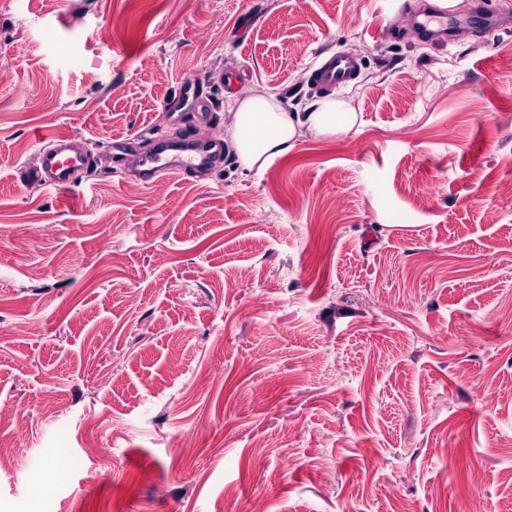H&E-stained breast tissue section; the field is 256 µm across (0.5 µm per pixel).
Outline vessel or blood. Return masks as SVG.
I'll use <instances>...</instances> for the list:
<instances>
[{
	"label": "vessel or blood",
	"instance_id": "obj_1",
	"mask_svg": "<svg viewBox=\"0 0 512 512\" xmlns=\"http://www.w3.org/2000/svg\"><path fill=\"white\" fill-rule=\"evenodd\" d=\"M452 13L447 7L435 6L423 15L411 16L410 30L420 40L444 38ZM357 69L356 62L345 55H333L312 74L319 85H335L350 80ZM75 140L68 135H58L43 140L40 148V164L27 170L26 178L47 187L62 190L70 188L77 172L88 168V156L74 147ZM213 152L210 142L190 136L181 141L158 138L156 150L148 160L149 173H166L177 176L183 171L210 167Z\"/></svg>",
	"mask_w": 512,
	"mask_h": 512
}]
</instances>
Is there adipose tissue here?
Wrapping results in <instances>:
<instances>
[{
	"label": "adipose tissue",
	"instance_id": "ef3b65f1",
	"mask_svg": "<svg viewBox=\"0 0 512 512\" xmlns=\"http://www.w3.org/2000/svg\"><path fill=\"white\" fill-rule=\"evenodd\" d=\"M233 145L243 169H263L287 154L303 132L333 135L349 131L354 118L345 101L324 97L291 112L276 95L229 96Z\"/></svg>",
	"mask_w": 512,
	"mask_h": 512
}]
</instances>
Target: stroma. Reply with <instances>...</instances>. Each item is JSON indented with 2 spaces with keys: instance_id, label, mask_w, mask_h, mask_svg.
<instances>
[{
  "instance_id": "obj_1",
  "label": "stroma",
  "mask_w": 512,
  "mask_h": 512,
  "mask_svg": "<svg viewBox=\"0 0 512 512\" xmlns=\"http://www.w3.org/2000/svg\"><path fill=\"white\" fill-rule=\"evenodd\" d=\"M423 2L0 0V512H500L512 0L444 42ZM263 92L357 121L248 172L226 101ZM160 133L222 158L144 179ZM39 134L88 152L70 189L23 179ZM451 16L452 11H448L447 6H433L427 13L410 16V30L419 40L443 39ZM357 69V63L346 55H333L312 74V80L319 85H335L350 80Z\"/></svg>"
}]
</instances>
